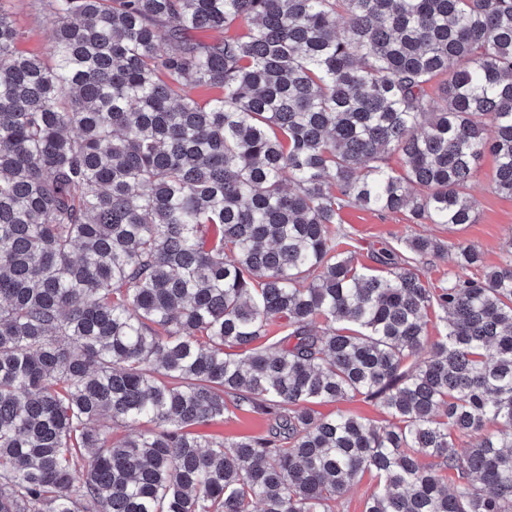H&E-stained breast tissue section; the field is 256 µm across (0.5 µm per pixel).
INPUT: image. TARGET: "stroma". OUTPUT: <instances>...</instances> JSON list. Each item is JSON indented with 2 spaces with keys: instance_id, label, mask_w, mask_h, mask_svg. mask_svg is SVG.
I'll use <instances>...</instances> for the list:
<instances>
[{
  "instance_id": "stroma-1",
  "label": "stroma",
  "mask_w": 512,
  "mask_h": 512,
  "mask_svg": "<svg viewBox=\"0 0 512 512\" xmlns=\"http://www.w3.org/2000/svg\"><path fill=\"white\" fill-rule=\"evenodd\" d=\"M0 6L11 16L23 34L17 48L23 53L47 56L52 41V24L44 14L40 0H0ZM495 162L484 156L476 179L469 191L479 201L474 223L458 227L440 224H416L403 212H372L348 209L342 222L349 236V248L356 254V262L371 274L379 273L377 261L382 251L403 252L404 242L412 237L436 238L446 244L464 242L477 248L480 266L470 268V275L482 274L484 268L497 265L502 248L512 236V197L495 193L492 189ZM272 425L265 415L238 412L221 420L197 426L196 431L206 436H261Z\"/></svg>"
}]
</instances>
